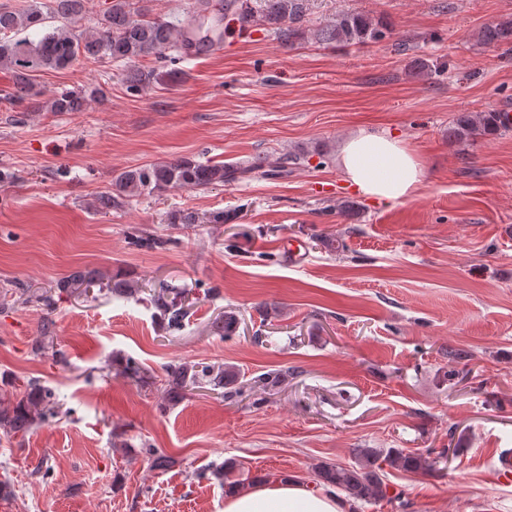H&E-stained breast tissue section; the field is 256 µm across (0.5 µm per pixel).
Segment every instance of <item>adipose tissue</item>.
Wrapping results in <instances>:
<instances>
[{
  "mask_svg": "<svg viewBox=\"0 0 512 512\" xmlns=\"http://www.w3.org/2000/svg\"><path fill=\"white\" fill-rule=\"evenodd\" d=\"M337 161L357 192L387 203L413 196L426 176L421 161L402 141L381 134L350 136ZM224 512H350V506L336 493L297 480L272 479L226 497Z\"/></svg>",
  "mask_w": 512,
  "mask_h": 512,
  "instance_id": "obj_1",
  "label": "adipose tissue"
}]
</instances>
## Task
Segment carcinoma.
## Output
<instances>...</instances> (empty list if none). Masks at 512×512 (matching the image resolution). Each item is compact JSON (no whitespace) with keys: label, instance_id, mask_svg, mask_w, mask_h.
<instances>
[{"label":"carcinoma","instance_id":"cac0c4a2","mask_svg":"<svg viewBox=\"0 0 512 512\" xmlns=\"http://www.w3.org/2000/svg\"><path fill=\"white\" fill-rule=\"evenodd\" d=\"M151 0H110L109 6L96 20L94 26L83 28L78 22L84 15V0H52L50 14L34 2L22 10L0 6V68L10 72L12 89L3 100L12 106L48 108L52 112H79L90 101L104 97L99 87L63 89L47 102H41L42 88L35 82L39 72L63 70L75 62L85 60L107 61L125 67L126 90L138 94L152 83L171 82L177 78V64L213 46L204 36L195 37L196 25L211 14V0H194L184 20L178 24L151 16ZM255 9L252 0H239L237 18L243 22L260 21L268 31L284 45H292L304 35L300 23L305 16V0H259ZM53 18L59 25L48 27L46 19ZM392 30L381 20L368 16L341 12L325 26L313 32L314 39L326 44L347 46L350 44L379 42L391 37ZM481 40L486 44L512 43V18L502 19L484 26ZM153 58L168 63L162 70H141L139 61ZM506 126L500 113L460 112L448 124V140L466 143L478 137L499 134ZM298 157L292 154H262L239 164L205 163L189 157H177L168 161L126 169L112 180V189L95 197L93 207L97 211L110 212L125 209L138 198L170 189H199L224 186L253 178H282L288 168L296 164ZM224 212L201 216L194 211L179 210L169 215L171 224H222ZM168 240L151 234L140 233L133 239L137 247L158 249ZM104 275L95 270H76L59 279L54 288L37 297L47 313L55 309L57 299L77 292L89 294L102 284ZM115 295L131 297L140 291L135 281L111 279L106 284ZM155 308L163 316L167 327L177 330L187 315L185 290L175 288L164 281L155 285L152 293ZM51 317L44 318L40 335L32 343L34 353H44L54 348ZM238 317L226 312L212 323V331L224 337L236 333ZM204 379L213 389H226L228 394L238 380L232 367L222 365L191 364L183 362L168 366L164 399L161 408L185 398L187 388ZM60 413L51 389L32 380L17 395L0 396V429L7 434H25L35 427L53 421ZM407 472H424L430 463L421 455L397 451L383 456L375 451L364 452L357 465L349 468L335 464L315 466L320 485L345 493L353 508L370 501L387 499L395 501L399 496L389 495V486L380 477L381 463Z\"/></svg>","mask_w":512,"mask_h":512}]
</instances>
